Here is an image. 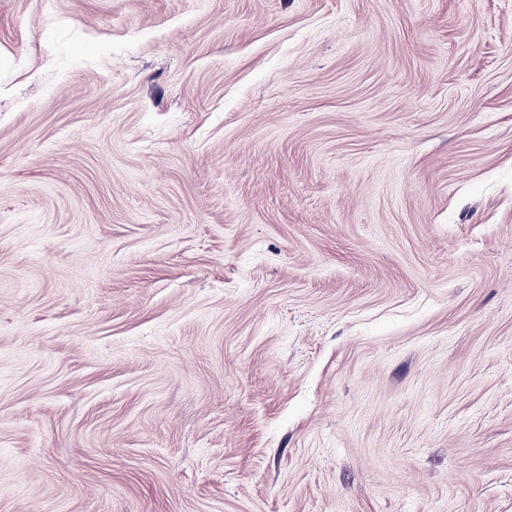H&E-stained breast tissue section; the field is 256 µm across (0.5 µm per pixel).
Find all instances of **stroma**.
Wrapping results in <instances>:
<instances>
[{"instance_id": "stroma-1", "label": "stroma", "mask_w": 512, "mask_h": 512, "mask_svg": "<svg viewBox=\"0 0 512 512\" xmlns=\"http://www.w3.org/2000/svg\"><path fill=\"white\" fill-rule=\"evenodd\" d=\"M0 512H512V0H0Z\"/></svg>"}]
</instances>
